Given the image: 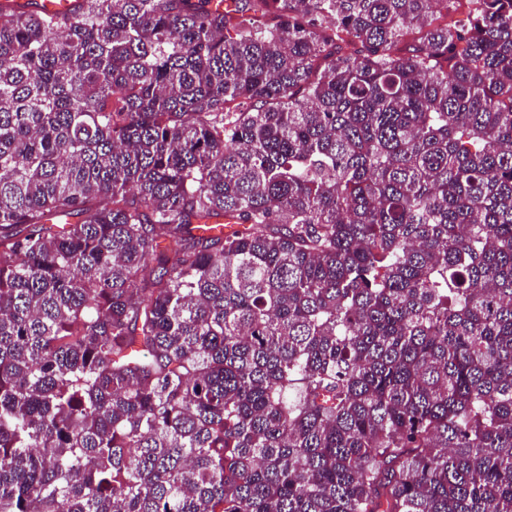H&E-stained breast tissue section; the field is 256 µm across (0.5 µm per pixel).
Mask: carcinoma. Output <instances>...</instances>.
Returning a JSON list of instances; mask_svg holds the SVG:
<instances>
[{
  "label": "carcinoma",
  "mask_w": 512,
  "mask_h": 512,
  "mask_svg": "<svg viewBox=\"0 0 512 512\" xmlns=\"http://www.w3.org/2000/svg\"><path fill=\"white\" fill-rule=\"evenodd\" d=\"M0 512H512V0H0Z\"/></svg>",
  "instance_id": "obj_1"
}]
</instances>
